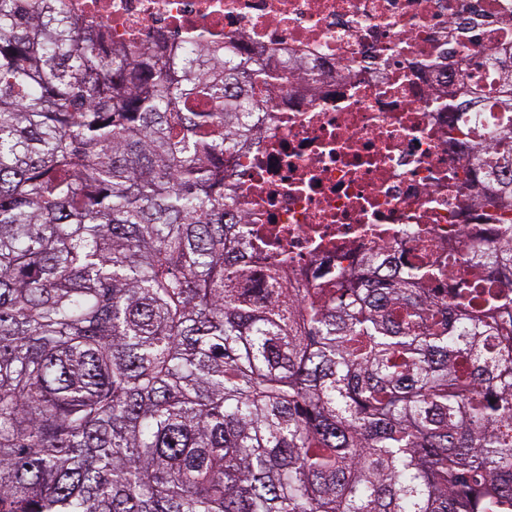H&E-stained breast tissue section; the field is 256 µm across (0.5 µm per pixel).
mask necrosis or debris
I'll use <instances>...</instances> for the list:
<instances>
[{"label":"necrosis or debris","instance_id":"obj_1","mask_svg":"<svg viewBox=\"0 0 512 512\" xmlns=\"http://www.w3.org/2000/svg\"><path fill=\"white\" fill-rule=\"evenodd\" d=\"M110 42L169 59L205 37L270 68L314 66V87L261 89L260 138L224 164L253 276L332 288L370 253L401 271L469 275L472 246L501 225L474 207L466 144L433 99L461 86L460 61L512 43V0H68Z\"/></svg>","mask_w":512,"mask_h":512}]
</instances>
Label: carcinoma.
I'll return each mask as SVG.
<instances>
[{
	"instance_id": "carcinoma-1",
	"label": "carcinoma",
	"mask_w": 512,
	"mask_h": 512,
	"mask_svg": "<svg viewBox=\"0 0 512 512\" xmlns=\"http://www.w3.org/2000/svg\"><path fill=\"white\" fill-rule=\"evenodd\" d=\"M511 61L448 111L512 225ZM265 66H165L64 0H0V512H512V232L450 300L417 264L259 305L224 156ZM485 110L483 112H466L465 115H457L453 114L451 120L458 116V121L455 120V124L464 125L471 131L470 142L479 141L483 139L486 135V128L489 124H491L496 118L497 113L493 112V110H488V106L484 107Z\"/></svg>"
}]
</instances>
